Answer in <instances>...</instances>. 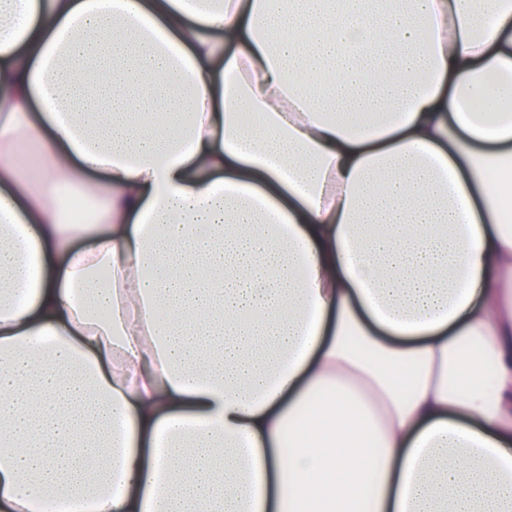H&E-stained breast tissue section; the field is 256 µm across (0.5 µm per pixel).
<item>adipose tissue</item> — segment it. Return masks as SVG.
Returning <instances> with one entry per match:
<instances>
[{
    "label": "adipose tissue",
    "mask_w": 512,
    "mask_h": 512,
    "mask_svg": "<svg viewBox=\"0 0 512 512\" xmlns=\"http://www.w3.org/2000/svg\"><path fill=\"white\" fill-rule=\"evenodd\" d=\"M497 167L512 0H0V512H512Z\"/></svg>",
    "instance_id": "obj_1"
}]
</instances>
